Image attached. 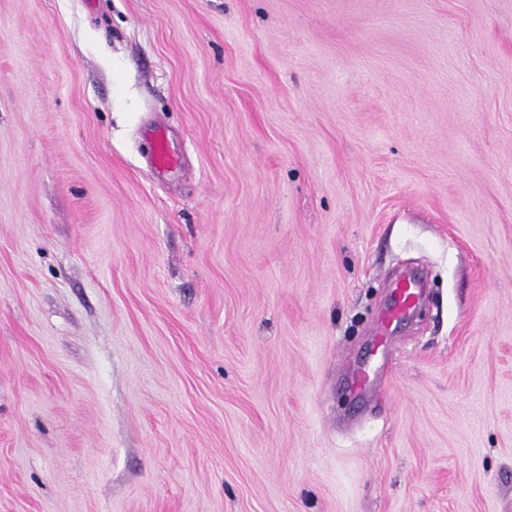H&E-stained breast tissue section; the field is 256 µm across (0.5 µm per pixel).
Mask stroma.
Returning a JSON list of instances; mask_svg holds the SVG:
<instances>
[{"instance_id":"35a3bbf8","label":"stroma","mask_w":512,"mask_h":512,"mask_svg":"<svg viewBox=\"0 0 512 512\" xmlns=\"http://www.w3.org/2000/svg\"><path fill=\"white\" fill-rule=\"evenodd\" d=\"M0 512H512V0H0ZM418 288V282L413 279L404 280L397 284L395 288L397 301L382 316L376 329L375 342L377 349L386 346L395 324L409 313L419 295Z\"/></svg>"}]
</instances>
